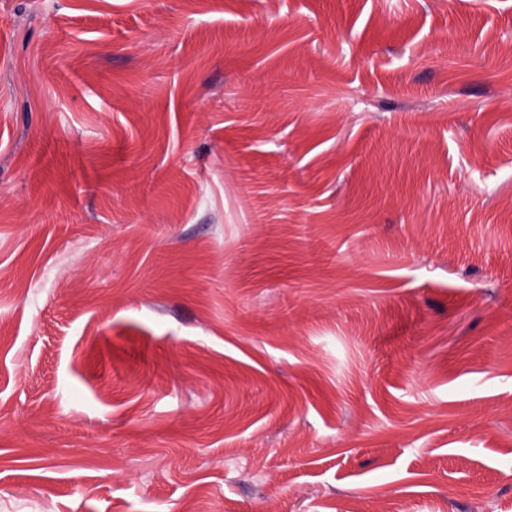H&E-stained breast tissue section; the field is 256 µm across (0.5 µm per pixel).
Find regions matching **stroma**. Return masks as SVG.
Returning a JSON list of instances; mask_svg holds the SVG:
<instances>
[{"instance_id": "stroma-1", "label": "stroma", "mask_w": 512, "mask_h": 512, "mask_svg": "<svg viewBox=\"0 0 512 512\" xmlns=\"http://www.w3.org/2000/svg\"><path fill=\"white\" fill-rule=\"evenodd\" d=\"M512 512V0H0V512Z\"/></svg>"}]
</instances>
